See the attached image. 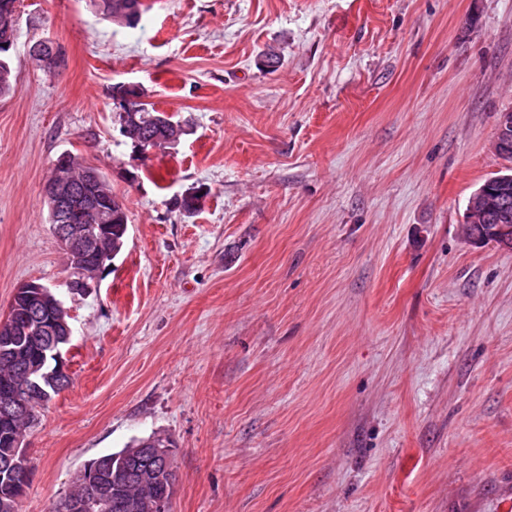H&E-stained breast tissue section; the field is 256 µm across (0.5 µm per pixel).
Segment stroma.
Listing matches in <instances>:
<instances>
[{
	"label": "stroma",
	"instance_id": "35a3bbf8",
	"mask_svg": "<svg viewBox=\"0 0 512 512\" xmlns=\"http://www.w3.org/2000/svg\"><path fill=\"white\" fill-rule=\"evenodd\" d=\"M21 0L0 97V320L70 315L72 384L25 440L23 512L170 438L171 512H512V250L471 245L506 162L512 0ZM62 48L50 73L29 48ZM279 58L264 65L266 54ZM118 85L183 133L138 152ZM64 152L128 216L89 295L43 185ZM204 191L194 213L176 197ZM94 5L98 10L112 20H119L128 27H135L142 14L141 0H94ZM126 18L125 22L121 19ZM493 146L495 152L499 155L512 150V112L501 113L498 134Z\"/></svg>",
	"mask_w": 512,
	"mask_h": 512
}]
</instances>
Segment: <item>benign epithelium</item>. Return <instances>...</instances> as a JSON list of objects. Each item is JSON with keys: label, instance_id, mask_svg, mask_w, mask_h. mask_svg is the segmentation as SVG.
I'll return each instance as SVG.
<instances>
[{"label": "benign epithelium", "instance_id": "obj_1", "mask_svg": "<svg viewBox=\"0 0 512 512\" xmlns=\"http://www.w3.org/2000/svg\"><path fill=\"white\" fill-rule=\"evenodd\" d=\"M33 54L38 56L40 66L50 71L60 64L61 56L50 38L38 41L33 47ZM494 150L499 155L512 150L511 112L501 113ZM68 164L69 154L58 156L43 187V193L49 202L54 234L71 257V286L73 290L85 294L99 287L102 273L111 263L113 253L101 251L99 239L112 237V225L102 223L105 208L97 203L77 204L80 197L76 186L66 176ZM87 221L98 222V235L86 234L83 223ZM463 230L467 240L475 246H482L491 240L500 248L512 250V205L492 198L488 184H483L469 199ZM16 295L25 300L28 308V312L23 315L24 327L21 331L38 335L42 350L50 351V356L56 359V371L69 375L68 363L62 357L64 345L54 334L61 325L66 335H71L69 323L62 319V316L68 314L67 309L60 299L54 297L51 289L43 284L25 283L17 288ZM31 393H38L46 400L50 398V391L32 381L21 388L10 380L1 383L0 415L11 418L28 414V396ZM0 467L10 471L13 477L10 488L0 496V505L6 509L25 497L30 484V472L20 440H14L13 449L0 459ZM90 499L112 501L107 489L91 480L87 482L84 495L60 497L56 502V510L87 512Z\"/></svg>", "mask_w": 512, "mask_h": 512}]
</instances>
